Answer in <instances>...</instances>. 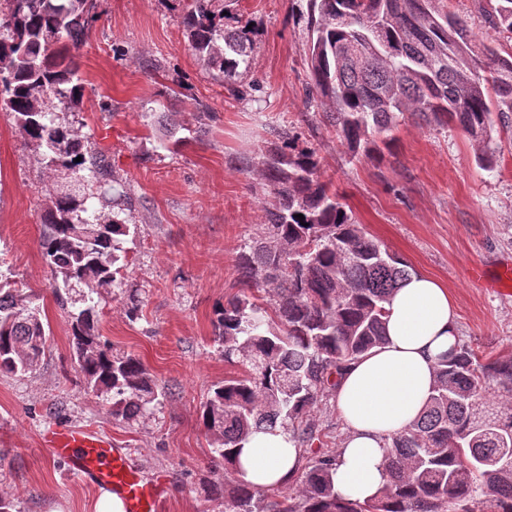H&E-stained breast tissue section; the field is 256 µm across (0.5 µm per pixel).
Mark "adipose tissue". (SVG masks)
Returning <instances> with one entry per match:
<instances>
[{
  "label": "adipose tissue",
  "instance_id": "obj_1",
  "mask_svg": "<svg viewBox=\"0 0 512 512\" xmlns=\"http://www.w3.org/2000/svg\"><path fill=\"white\" fill-rule=\"evenodd\" d=\"M386 309L385 342L351 360L334 391L344 438L333 480L351 500L371 498L386 485L388 444L420 415L439 362L458 346L456 304L437 278L411 275ZM301 464L299 448L281 427L253 434L238 457L244 479L264 488L288 486Z\"/></svg>",
  "mask_w": 512,
  "mask_h": 512
}]
</instances>
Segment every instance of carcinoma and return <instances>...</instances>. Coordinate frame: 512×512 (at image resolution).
<instances>
[{
	"label": "carcinoma",
	"instance_id": "1",
	"mask_svg": "<svg viewBox=\"0 0 512 512\" xmlns=\"http://www.w3.org/2000/svg\"><path fill=\"white\" fill-rule=\"evenodd\" d=\"M178 23L202 66L224 78L228 95L247 96L255 29L215 0H172ZM439 0H307L308 102L334 105L326 115L354 155L374 158L405 115L450 122L482 140L485 161L491 115L512 113V55L478 46L468 22ZM488 13L512 33V0ZM94 0H3L0 6V111L12 115L44 168L59 175L41 217L43 257L53 292L78 290L70 313V347L86 391L112 402V416L134 420L164 392L136 354L102 336L99 304L122 289L116 263L130 234L121 212L102 215L91 199L110 182L111 159L62 116L82 102L84 88L65 51L80 48ZM260 154L273 197L266 209L270 242L254 240L237 268L246 293L215 310L224 362L241 372L216 385L201 409L214 459L228 478L204 488L225 512H512V467L490 464L512 444V406L492 400L491 387L512 396V356H483L461 344L442 360L437 384L418 420L393 437L388 482L364 502L341 496L336 457L319 452L312 415L333 393L341 366L386 340L385 304L407 265L366 236L343 197L320 181L318 151L301 147L286 125L270 129ZM81 161H76V158ZM303 215L300 220L297 215ZM276 292L269 307L260 293ZM48 332L35 294L0 282V374L23 377L45 354ZM280 425L306 460L296 494L283 503L273 489L236 474L242 444Z\"/></svg>",
	"mask_w": 512,
	"mask_h": 512
}]
</instances>
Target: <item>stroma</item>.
Masks as SVG:
<instances>
[{
  "instance_id": "35a3bbf8",
  "label": "stroma",
  "mask_w": 512,
  "mask_h": 512,
  "mask_svg": "<svg viewBox=\"0 0 512 512\" xmlns=\"http://www.w3.org/2000/svg\"><path fill=\"white\" fill-rule=\"evenodd\" d=\"M476 41L512 54V34L487 20L490 0H446ZM298 0H239L255 28L252 96H228L201 67L167 0H96L95 19L75 53L84 96L82 136L112 159V191L131 198L124 248L126 290L100 310L102 333L142 358L164 391L152 413L127 423L84 390L69 345L70 318L56 300L40 248L43 204L55 178L11 115L0 112V276L39 294L50 327L45 355L23 378L0 375V495L20 512H96L99 493L51 458L40 435L51 425L82 427L128 449L145 478L165 476L161 512H224L204 501L203 481H220L200 422L211 388L234 372L214 341V308L242 294L237 271L245 245L265 234L271 200L253 161L270 126L291 124L321 158L320 178L343 194L357 224L416 273L440 279L455 298L462 341L493 356L512 355V289L488 277L512 263V129L491 128L495 153L456 124L406 121L382 159L352 157L323 107L304 88L307 32ZM208 106L204 121L196 103ZM177 113L179 143L160 148L143 112ZM142 302L127 313V294Z\"/></svg>"
}]
</instances>
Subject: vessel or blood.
I'll return each mask as SVG.
<instances>
[{
    "mask_svg": "<svg viewBox=\"0 0 512 512\" xmlns=\"http://www.w3.org/2000/svg\"><path fill=\"white\" fill-rule=\"evenodd\" d=\"M43 446L62 459L69 471L97 490L119 496L125 512H159L163 481H146L128 453L86 430L47 431Z\"/></svg>",
    "mask_w": 512,
    "mask_h": 512,
    "instance_id": "vessel-or-blood-1",
    "label": "vessel or blood"
}]
</instances>
